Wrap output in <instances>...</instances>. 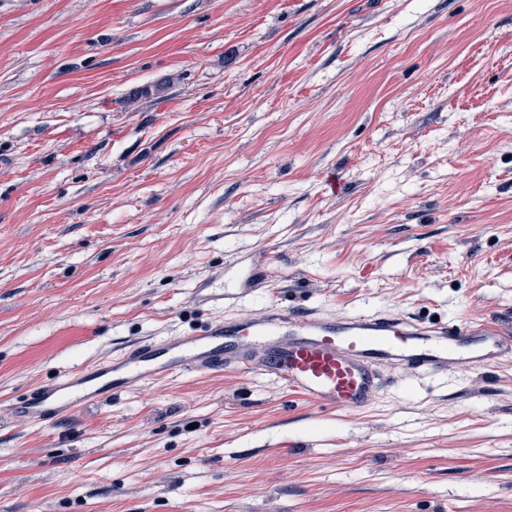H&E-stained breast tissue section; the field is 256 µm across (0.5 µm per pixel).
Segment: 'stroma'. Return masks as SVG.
Masks as SVG:
<instances>
[{
    "mask_svg": "<svg viewBox=\"0 0 512 512\" xmlns=\"http://www.w3.org/2000/svg\"><path fill=\"white\" fill-rule=\"evenodd\" d=\"M271 304L512 332V0H0V512H512V361L11 414Z\"/></svg>",
    "mask_w": 512,
    "mask_h": 512,
    "instance_id": "35a3bbf8",
    "label": "stroma"
}]
</instances>
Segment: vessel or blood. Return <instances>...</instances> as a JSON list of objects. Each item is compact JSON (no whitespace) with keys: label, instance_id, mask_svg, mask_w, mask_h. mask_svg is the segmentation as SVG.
<instances>
[{"label":"vessel or blood","instance_id":"obj_1","mask_svg":"<svg viewBox=\"0 0 512 512\" xmlns=\"http://www.w3.org/2000/svg\"><path fill=\"white\" fill-rule=\"evenodd\" d=\"M509 356L512 333L489 323H427L388 313L339 317L272 306L253 317L140 341L27 391L12 412L48 425L137 384L230 368L268 377L319 408L357 413L378 401L383 368L445 375Z\"/></svg>","mask_w":512,"mask_h":512}]
</instances>
